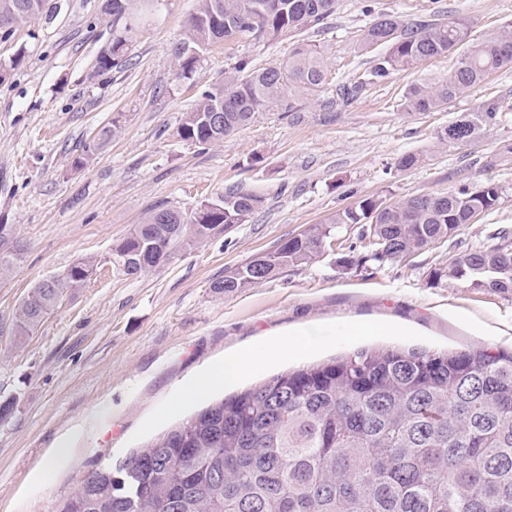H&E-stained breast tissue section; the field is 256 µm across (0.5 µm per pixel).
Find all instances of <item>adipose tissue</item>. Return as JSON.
<instances>
[{"label": "adipose tissue", "mask_w": 512, "mask_h": 512, "mask_svg": "<svg viewBox=\"0 0 512 512\" xmlns=\"http://www.w3.org/2000/svg\"><path fill=\"white\" fill-rule=\"evenodd\" d=\"M302 346L303 342L298 338L278 339L254 352L226 354L221 363L203 372L187 385L181 391L178 401L183 404L216 387L235 383L262 364L288 356Z\"/></svg>", "instance_id": "ef3b65f1"}]
</instances>
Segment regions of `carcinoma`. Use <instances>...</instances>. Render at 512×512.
<instances>
[{
    "label": "carcinoma",
    "instance_id": "1",
    "mask_svg": "<svg viewBox=\"0 0 512 512\" xmlns=\"http://www.w3.org/2000/svg\"><path fill=\"white\" fill-rule=\"evenodd\" d=\"M149 0H104L112 16V42L97 57L105 73L123 66L130 25ZM337 0H198L177 46L173 64L188 77L203 48L215 40L276 39L323 23ZM47 0H0L4 31L36 20ZM465 20L407 23L381 14L363 30L364 49L381 48L367 81L454 55L448 79L411 85L407 112H439L492 72L512 69V23L486 39L467 40ZM320 51L297 47L283 63L255 69L246 59L224 72V83L205 90L184 114L178 136L198 147L223 141L206 119L224 110V137L250 124L264 108L295 111V98L326 85ZM504 97L462 116V128L438 140L457 147L480 138ZM492 182L446 193L422 194L389 207L366 198L283 240L271 252L232 268L212 284L233 294L290 267L310 265L331 245L342 224H370L376 239L362 260L388 261L421 250L473 223L498 204ZM261 197L224 192L216 208L191 214L151 209L112 247L113 264L144 259L122 274L138 276L180 253L243 224ZM23 244L0 235V277L16 267ZM95 272L81 259L37 283L20 307V334L36 329L64 295L83 287ZM473 288L512 290V250L494 247L454 257L433 271ZM59 512H512V354L490 347L460 352L363 347L328 362L276 374L259 385L217 401L128 457L96 469Z\"/></svg>",
    "mask_w": 512,
    "mask_h": 512
}]
</instances>
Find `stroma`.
I'll return each instance as SVG.
<instances>
[{"label": "stroma", "mask_w": 512, "mask_h": 512, "mask_svg": "<svg viewBox=\"0 0 512 512\" xmlns=\"http://www.w3.org/2000/svg\"><path fill=\"white\" fill-rule=\"evenodd\" d=\"M39 19L0 33V224L26 250L0 280V512H59L84 478L123 460L207 404L277 373L363 346L431 351L486 346L512 352V291L433 280L460 251L503 245L512 231V110L468 147L437 134L461 113L512 100V71L439 112H406L408 87L447 78L454 60L439 57L367 85L347 103L337 92L373 64L359 39L371 19H464L471 41L512 22V0H339L319 27L278 39H240L208 47L195 72L180 77L176 45L196 0H154L136 19L127 62L100 76L99 52L112 40L102 0H49ZM301 44L319 46L330 82L292 112L256 114L223 142L201 148L177 128L199 93L222 84L239 59L253 68L286 60ZM116 131L93 152L99 130ZM419 156L400 171L397 159ZM81 167H74L78 156ZM491 181L495 210L448 240L410 257L363 262L360 225L337 228L315 263L224 296L212 285L226 268L275 249L285 238L364 198L402 200ZM239 189L260 196L246 223L136 278L118 274L112 247L156 206L189 213ZM90 257L87 284L48 314L32 334H17L21 303L39 280ZM361 324L352 332L350 324ZM310 332L309 346L263 365L237 384L183 406V386L230 351ZM68 439L50 481L39 478L51 448Z\"/></svg>", "instance_id": "stroma-1"}]
</instances>
